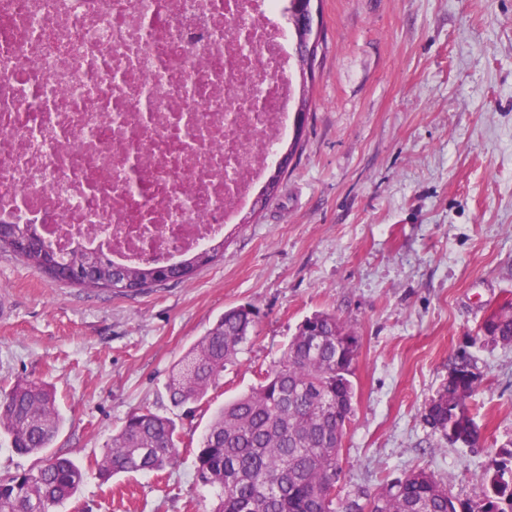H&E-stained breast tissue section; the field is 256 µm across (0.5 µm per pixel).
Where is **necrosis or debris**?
<instances>
[{"mask_svg": "<svg viewBox=\"0 0 512 512\" xmlns=\"http://www.w3.org/2000/svg\"><path fill=\"white\" fill-rule=\"evenodd\" d=\"M289 0H0V222L174 264L236 223L292 126Z\"/></svg>", "mask_w": 512, "mask_h": 512, "instance_id": "obj_1", "label": "necrosis or debris"}]
</instances>
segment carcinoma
<instances>
[{
	"mask_svg": "<svg viewBox=\"0 0 512 512\" xmlns=\"http://www.w3.org/2000/svg\"><path fill=\"white\" fill-rule=\"evenodd\" d=\"M27 245L21 259L52 275V243L29 224H1L0 237ZM224 253V241L173 265L113 264L105 256L74 249L61 254L77 271L84 288H107L128 282L138 288L169 280H186ZM486 327L494 342L512 343V303L495 311ZM253 312L238 306L224 311L209 333L174 366L165 384L175 408L198 404L224 375L248 341ZM358 355V337L335 315L316 313L297 328L283 358L262 374L249 392L213 415L197 454L198 482L220 489L211 512H336V483L341 448L353 411L350 376ZM470 361L458 356L448 382L428 406L425 420L448 442L473 447L479 433L468 401L478 384ZM65 425L52 386L19 380L0 392V436L20 455L39 456L37 468L0 477V512H55L73 498L84 480L74 460L46 454ZM180 437L174 419L152 411L135 412L112 437L97 463L108 480L119 473L162 471L177 460ZM486 485L476 502L456 500L448 488L420 469L409 473L345 512H512V448L490 455Z\"/></svg>",
	"mask_w": 512,
	"mask_h": 512,
	"instance_id": "carcinoma-1",
	"label": "carcinoma"
}]
</instances>
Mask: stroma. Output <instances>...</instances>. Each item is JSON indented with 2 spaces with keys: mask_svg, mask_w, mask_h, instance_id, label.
Wrapping results in <instances>:
<instances>
[{
  "mask_svg": "<svg viewBox=\"0 0 512 512\" xmlns=\"http://www.w3.org/2000/svg\"><path fill=\"white\" fill-rule=\"evenodd\" d=\"M322 23L310 111L279 190L224 254L190 279L139 293L90 291L0 250V389L56 391L66 424L52 451L86 468L57 512H210L196 479L214 411L257 386L299 323L335 314L359 340L336 504L364 502L424 469L478 500L489 455L512 448V344L480 330L512 301V0H315ZM255 314L251 339L205 401L173 408V366L225 310ZM467 353L476 447L449 445L426 409ZM174 418L164 477L102 481L127 417Z\"/></svg>",
  "mask_w": 512,
  "mask_h": 512,
  "instance_id": "stroma-1",
  "label": "stroma"
}]
</instances>
